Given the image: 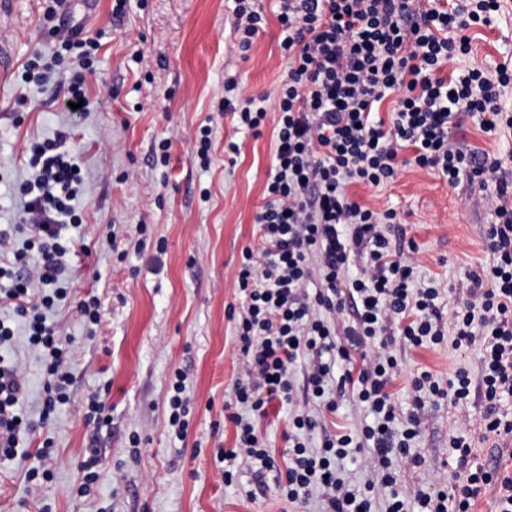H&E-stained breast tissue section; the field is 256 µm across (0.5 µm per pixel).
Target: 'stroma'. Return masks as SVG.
<instances>
[{"label": "stroma", "mask_w": 512, "mask_h": 512, "mask_svg": "<svg viewBox=\"0 0 512 512\" xmlns=\"http://www.w3.org/2000/svg\"><path fill=\"white\" fill-rule=\"evenodd\" d=\"M267 26L247 53L231 47L230 0H127L123 16L112 0H66L62 15L84 35L98 38L94 70L86 72L89 106L80 123L65 111L62 86L70 59L45 17L46 0H14L0 15V41L13 62L0 73V224L18 218L16 183L30 173L22 158L31 140L65 132L81 151L84 178L83 229L94 247L72 258L78 279L71 299L50 318L70 338L74 380L70 401L59 407L44 436L31 439L28 464L43 466L50 478L27 481L24 467L0 465V512H321L313 494L303 507L288 505L279 475L264 474L262 488L247 462H239L238 483L225 485L219 451L233 447L235 428L224 405L241 372L230 307L241 299L234 273L245 247L262 256L256 213L265 203L271 171L276 115L275 93L286 61L278 44L274 0H261ZM470 62L492 68L512 57V0H503L491 25L471 30ZM51 63L42 85L22 84V65L32 52ZM236 75L245 95L265 97L268 110L260 136L237 131L224 113V78ZM27 104L14 112L17 96ZM212 128L211 162L196 147L201 126ZM454 140L500 158L512 172V133L483 132L462 118ZM170 142L167 166L155 164L152 149ZM236 141L235 158L224 154ZM413 149L397 178L379 188L350 185L351 195L377 210L395 209L402 227L419 246V278L447 283L451 300L464 297L468 270L488 264L483 229L494 215L475 209L478 185L449 187L436 171L413 165ZM115 225L114 242L106 227ZM95 296L101 320L86 330L74 298ZM9 350L24 372L28 396L24 412L38 419L44 367L31 351L20 319L11 322ZM402 371L391 385L399 411L413 398L412 377L428 370L446 379L461 366L478 372V348L395 347ZM187 375L191 420L184 438L171 432L165 398L174 369ZM103 394L112 418L108 426L88 425L82 410L92 394ZM479 401L426 402L421 409L417 451L421 466H398L399 480L414 490L427 472L444 470L453 452L454 421L472 418ZM290 413L273 402L258 427L277 463L286 460ZM141 447H131L132 435ZM51 438L47 458L36 454ZM99 458L93 496L78 492L80 465ZM27 464V465H28Z\"/></svg>", "instance_id": "obj_1"}]
</instances>
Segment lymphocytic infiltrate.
Segmentation results:
<instances>
[{
    "instance_id": "lymphocytic-infiltrate-1",
    "label": "lymphocytic infiltrate",
    "mask_w": 512,
    "mask_h": 512,
    "mask_svg": "<svg viewBox=\"0 0 512 512\" xmlns=\"http://www.w3.org/2000/svg\"><path fill=\"white\" fill-rule=\"evenodd\" d=\"M279 46L287 67L276 91L273 165L265 204L254 218L266 261L255 266L244 249L235 286L244 305L235 332L245 357L232 384L227 418L235 445L223 449L224 482L233 484L235 462L244 456L259 471L276 460L257 422L276 400L292 402V374L310 359L308 399L336 411L338 397L356 395L371 423L317 438L318 423L295 414L288 434V462L281 493L289 504L305 505L314 492L324 512H473L476 500L493 491L495 512H512V473L501 462H475L471 433L512 434L501 402L512 396V177L498 158L456 145L450 132L458 116L476 119L484 132L512 129V113L499 100L512 88V65L489 69L469 64L470 29L490 24L501 0H452L450 6L418 0H278ZM233 31L239 51H248L267 21L257 0H233ZM59 46L76 54L81 73L63 89L76 103L73 122L86 113L83 72L92 68L98 42L81 29L59 23L48 8ZM455 75L444 76L450 63ZM395 96L390 123L373 114ZM224 111L237 129L261 135L267 110L244 97L236 78L224 81ZM413 162L434 169L456 187L479 185L495 221L484 239L489 263L469 272L465 299L446 305L442 281L417 285L419 248L394 231L397 211H379L355 200L352 184L380 187L395 180L403 149ZM33 178L22 181L17 223L0 226V309L22 318L30 348L44 360L45 382L38 420L22 412L27 387L21 366L0 355V460L17 456L21 433L46 428L56 409L70 400L72 375L67 341L47 313L67 298L74 271L68 256L86 253L83 177L79 152L65 134L31 143ZM25 234L15 247L17 234ZM364 259L349 276L353 256ZM451 339L455 348L479 346L480 369L458 367L449 380L431 371L411 381L416 407L396 410L391 385L398 377L394 344L419 348ZM372 348V356L356 352ZM478 395L484 410L460 424L453 440L455 473L436 471L414 494L398 486L395 462L417 467L414 449L421 433L417 410L424 399L459 403ZM319 448H311L312 440ZM369 451L373 481L356 488L340 476L339 462ZM389 491L385 509L375 489Z\"/></svg>"
}]
</instances>
